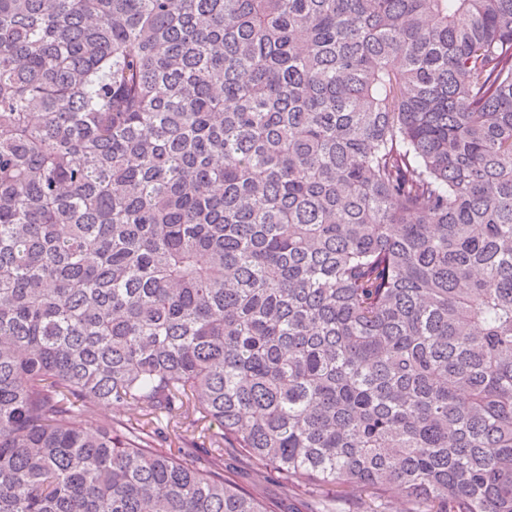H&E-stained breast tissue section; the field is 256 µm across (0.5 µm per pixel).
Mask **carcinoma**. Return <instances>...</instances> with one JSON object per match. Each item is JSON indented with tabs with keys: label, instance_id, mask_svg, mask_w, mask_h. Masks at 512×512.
I'll return each mask as SVG.
<instances>
[{
	"label": "carcinoma",
	"instance_id": "obj_1",
	"mask_svg": "<svg viewBox=\"0 0 512 512\" xmlns=\"http://www.w3.org/2000/svg\"><path fill=\"white\" fill-rule=\"evenodd\" d=\"M393 488L512 512V0H0V512Z\"/></svg>",
	"mask_w": 512,
	"mask_h": 512
}]
</instances>
